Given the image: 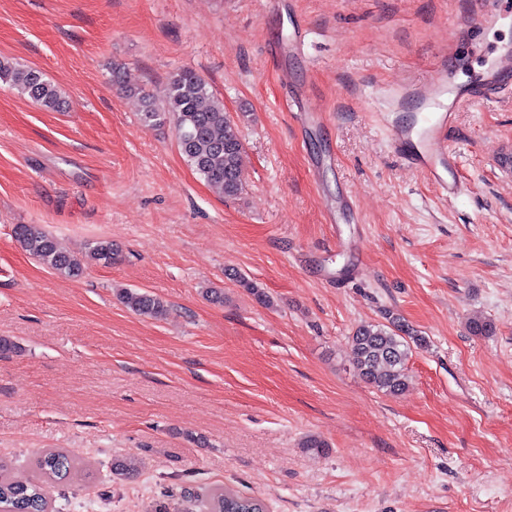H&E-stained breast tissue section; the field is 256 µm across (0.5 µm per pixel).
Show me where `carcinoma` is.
<instances>
[{
	"mask_svg": "<svg viewBox=\"0 0 512 512\" xmlns=\"http://www.w3.org/2000/svg\"><path fill=\"white\" fill-rule=\"evenodd\" d=\"M2 78L44 110L60 112L66 108L67 101L57 86L34 68L21 67L0 57ZM139 99L142 123L156 127L173 122L182 155L212 189L227 198L242 193L241 135L224 111L223 102L214 97L202 77L181 70L170 77L162 98L141 91ZM14 236L39 263L68 278L81 277L92 265H110L118 257V251L108 240L91 243L82 256L72 255L36 224L16 225ZM232 276L258 303L271 304L269 295L255 283L237 272ZM117 296L126 308L141 316L161 319L168 311L163 300L145 291L125 288ZM385 319L384 323L358 326L350 336L351 351L359 377L372 388L396 397L408 386L407 362L412 347H423L426 340L400 317L388 313ZM36 467L35 479L14 481L7 476L8 464L0 460V512H49L47 484L65 481L78 472V465L61 450L45 452ZM201 504L205 512H267L262 501L219 487L209 490Z\"/></svg>",
	"mask_w": 512,
	"mask_h": 512,
	"instance_id": "1",
	"label": "carcinoma"
}]
</instances>
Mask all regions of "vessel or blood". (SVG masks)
Masks as SVG:
<instances>
[{
  "mask_svg": "<svg viewBox=\"0 0 512 512\" xmlns=\"http://www.w3.org/2000/svg\"><path fill=\"white\" fill-rule=\"evenodd\" d=\"M512 89V54L499 55L490 65L484 84L475 88L457 87L454 77L440 71L425 86L409 84L389 89L390 110L398 111L413 104V120L393 123L391 143L399 157L415 172L436 185L448 197H457L463 185L457 175V157L448 146L452 114L457 106L476 98Z\"/></svg>",
  "mask_w": 512,
  "mask_h": 512,
  "instance_id": "obj_1",
  "label": "vessel or blood"
}]
</instances>
